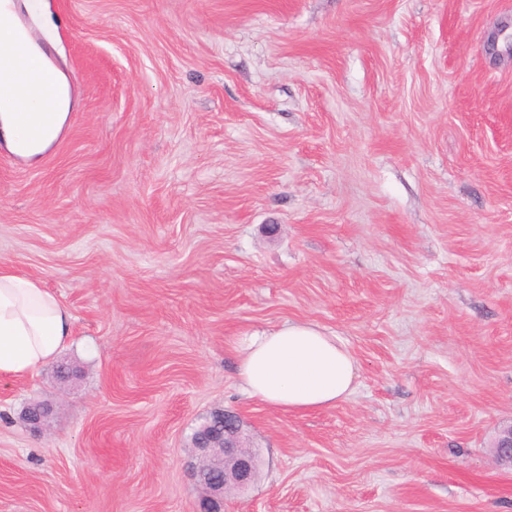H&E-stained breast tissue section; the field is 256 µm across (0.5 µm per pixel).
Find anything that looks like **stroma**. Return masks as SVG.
I'll return each mask as SVG.
<instances>
[{
    "label": "stroma",
    "instance_id": "stroma-1",
    "mask_svg": "<svg viewBox=\"0 0 512 512\" xmlns=\"http://www.w3.org/2000/svg\"><path fill=\"white\" fill-rule=\"evenodd\" d=\"M26 19L75 105L37 164L0 147V264L74 343L0 380V512H198L219 409L258 460L224 512H512V0ZM288 321L358 358L336 407L243 392L236 346Z\"/></svg>",
    "mask_w": 512,
    "mask_h": 512
}]
</instances>
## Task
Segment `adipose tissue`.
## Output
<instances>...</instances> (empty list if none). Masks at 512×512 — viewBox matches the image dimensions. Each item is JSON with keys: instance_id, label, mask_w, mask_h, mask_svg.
I'll use <instances>...</instances> for the list:
<instances>
[{"instance_id": "1", "label": "adipose tissue", "mask_w": 512, "mask_h": 512, "mask_svg": "<svg viewBox=\"0 0 512 512\" xmlns=\"http://www.w3.org/2000/svg\"><path fill=\"white\" fill-rule=\"evenodd\" d=\"M21 69L37 82H19L15 99L0 105V140L15 155L38 158L57 138L71 106L60 71L31 47ZM74 317L33 278L0 266V380L32 375L73 336ZM246 392L285 411L335 407L355 389L359 362L338 336L308 322H287L247 338L238 350Z\"/></svg>"}]
</instances>
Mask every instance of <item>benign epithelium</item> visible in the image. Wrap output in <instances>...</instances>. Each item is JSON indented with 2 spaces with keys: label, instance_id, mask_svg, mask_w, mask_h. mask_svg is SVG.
<instances>
[{
  "label": "benign epithelium",
  "instance_id": "7a95c632",
  "mask_svg": "<svg viewBox=\"0 0 512 512\" xmlns=\"http://www.w3.org/2000/svg\"><path fill=\"white\" fill-rule=\"evenodd\" d=\"M50 414V408L37 405L25 411L24 420L38 432L46 427ZM215 417L224 428L212 433L211 425L203 424L194 444L198 465L193 477L205 489L202 512H224V492L244 488L256 472L255 454L242 446L239 417L222 410ZM494 456L499 464L512 468V426L500 433Z\"/></svg>",
  "mask_w": 512,
  "mask_h": 512
}]
</instances>
